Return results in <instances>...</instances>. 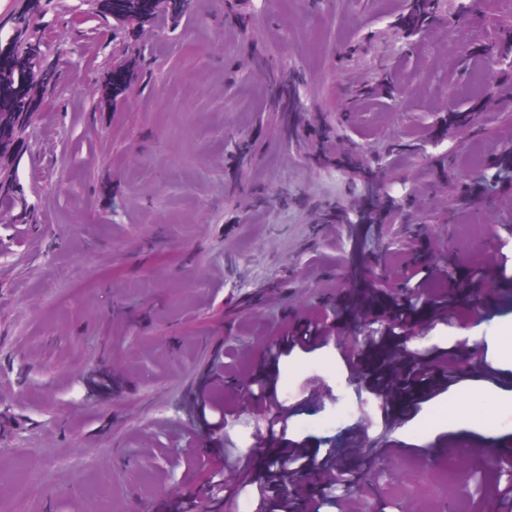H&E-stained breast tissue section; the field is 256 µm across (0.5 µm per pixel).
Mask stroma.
Segmentation results:
<instances>
[{"label": "stroma", "mask_w": 512, "mask_h": 512, "mask_svg": "<svg viewBox=\"0 0 512 512\" xmlns=\"http://www.w3.org/2000/svg\"><path fill=\"white\" fill-rule=\"evenodd\" d=\"M129 2L0 0V111L32 115L23 147L0 126V420L15 430L0 512L208 506L189 449L233 457L255 438L208 442L195 400L237 408L257 372L307 402L291 442L354 437L337 464L371 480L375 512H512L485 492L512 479L496 461L512 443V276L488 261L512 230V189L493 186L512 97L472 113L465 63L512 46V0L467 17L442 0L455 30L408 39L403 0ZM24 29L57 51L68 94L49 100L18 64ZM393 65L402 102L343 104ZM385 194L400 202L387 223L340 222ZM418 265L445 273L412 308L394 271ZM399 314L404 335L344 354L364 316ZM313 317L335 335L268 356ZM470 334L487 365L455 351Z\"/></svg>", "instance_id": "1"}]
</instances>
